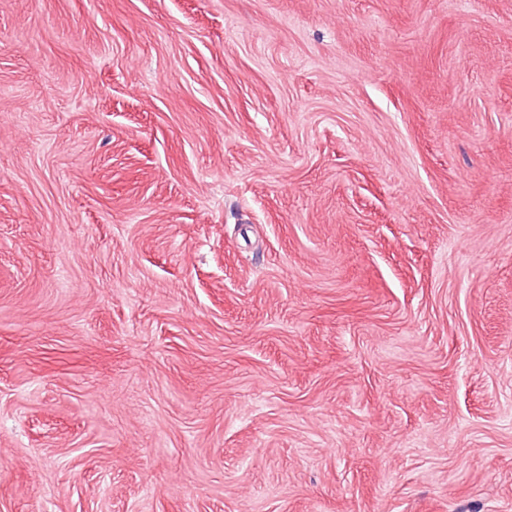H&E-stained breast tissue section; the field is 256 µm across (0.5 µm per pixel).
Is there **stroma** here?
<instances>
[{"label":"stroma","mask_w":512,"mask_h":512,"mask_svg":"<svg viewBox=\"0 0 512 512\" xmlns=\"http://www.w3.org/2000/svg\"><path fill=\"white\" fill-rule=\"evenodd\" d=\"M0 512H512V0H0Z\"/></svg>","instance_id":"stroma-1"}]
</instances>
